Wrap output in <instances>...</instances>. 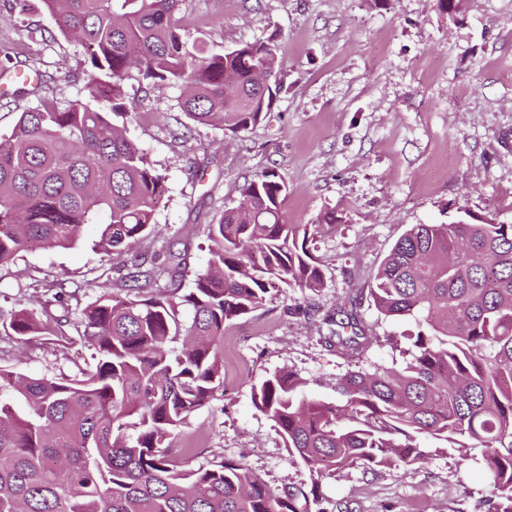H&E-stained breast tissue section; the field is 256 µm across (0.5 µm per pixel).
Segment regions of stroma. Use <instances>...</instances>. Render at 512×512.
<instances>
[{
  "label": "stroma",
  "mask_w": 512,
  "mask_h": 512,
  "mask_svg": "<svg viewBox=\"0 0 512 512\" xmlns=\"http://www.w3.org/2000/svg\"><path fill=\"white\" fill-rule=\"evenodd\" d=\"M181 23L221 51L274 39L282 88L264 118L240 136L189 122L175 85H122L128 137L148 156L168 192L155 229L137 249L162 265L170 246L188 249L182 287L209 260L207 232L239 200L246 180L275 171L288 190L283 210L310 225L308 247L324 286L304 295L272 287L262 308L224 332V391L198 410L179 442L200 438L188 468L244 459L277 494L317 488L308 512H488L496 490L481 450L460 458L422 435L421 460L392 469L353 468L313 482L252 387L277 371L306 382V399L332 403L336 379L352 364L326 347L325 316L357 299L375 340L361 368H402L413 347L412 318L381 316L368 290L397 239L414 224H445L471 213L512 224V0H184ZM80 46L45 14L0 6V135L22 110L85 95ZM42 76L24 93L17 71ZM332 212L336 221L318 224ZM98 227L85 225L73 248L32 247L0 266V311L40 308L58 283L71 296L54 314L77 315L98 296L128 300L122 259L93 252ZM90 352L74 327L53 343L0 334V368L31 376L71 374Z\"/></svg>",
  "instance_id": "1"
}]
</instances>
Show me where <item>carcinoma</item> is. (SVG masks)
<instances>
[{
  "mask_svg": "<svg viewBox=\"0 0 512 512\" xmlns=\"http://www.w3.org/2000/svg\"><path fill=\"white\" fill-rule=\"evenodd\" d=\"M60 34L80 45L87 95L46 100L0 137V266L31 246L69 248L96 224L92 249L124 255L121 287L76 322L48 306L0 320L5 335L63 336L73 325L91 361L72 375L30 377L0 369V512H307L319 479L347 469L421 459L427 434L460 455L481 446L498 491L490 512H512V224L477 216L414 224L377 269L370 296L392 319L420 316L416 354L396 370L376 366L336 380L338 404L303 396L292 372L253 387L288 451L314 476L302 498L278 496L244 460L193 469L173 434L224 390V329L267 301L275 282L303 294L323 286L308 225L283 211L287 186L265 171L237 205L208 225L207 268L194 288L176 279L186 250L147 267L134 248L167 193L165 177L113 118L122 81L177 83L197 124L239 135L280 91L272 41L214 51L188 39L182 0H40ZM167 277L164 286L157 285ZM325 344L351 361L373 337L349 301Z\"/></svg>",
  "mask_w": 512,
  "mask_h": 512,
  "instance_id": "carcinoma-1",
  "label": "carcinoma"
}]
</instances>
